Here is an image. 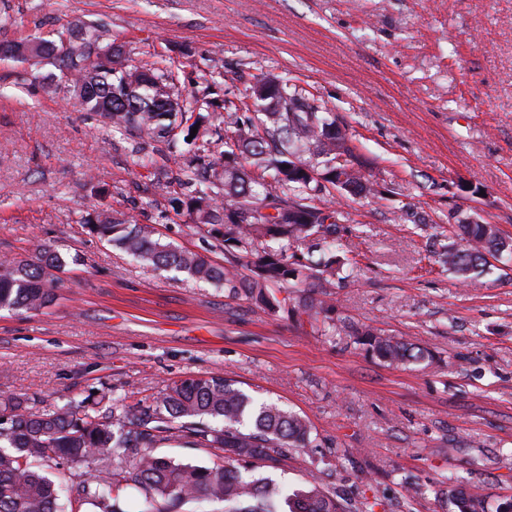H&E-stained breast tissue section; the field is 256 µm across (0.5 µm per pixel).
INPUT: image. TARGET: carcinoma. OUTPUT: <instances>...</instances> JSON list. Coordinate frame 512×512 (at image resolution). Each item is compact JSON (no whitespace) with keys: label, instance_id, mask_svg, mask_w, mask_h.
<instances>
[{"label":"carcinoma","instance_id":"cac0c4a2","mask_svg":"<svg viewBox=\"0 0 512 512\" xmlns=\"http://www.w3.org/2000/svg\"><path fill=\"white\" fill-rule=\"evenodd\" d=\"M69 31L71 50L53 63L85 112L111 120L115 129H136L172 142L200 126L217 105L220 82L184 99L175 91L169 59L151 64L95 66L83 45L103 47L97 28L81 21ZM19 60L40 56L56 41L40 36L11 41ZM224 150L214 151L184 181L207 179L195 188L187 208L193 222L220 225L228 266L207 256L163 243L130 215L88 218L100 238L155 268L185 272L199 282L224 286L229 298L245 297L268 309H286L309 322L320 336H347L389 364L420 362L432 354L411 343L336 317L327 289L336 287L348 259L337 254L343 215L315 201L339 189L369 196L376 182L355 165L347 129L336 124L315 95L286 76H257L246 93L223 99ZM311 170L290 175L289 157ZM462 236V248L445 247L440 262L463 281L480 278L490 259L512 248L494 224L464 220L448 225ZM63 260L47 249L37 256L0 263V310L31 311L49 306L63 287L55 275ZM318 289V296L307 289ZM179 432L194 445L217 451L210 466L176 463L153 448ZM309 422L275 404H255L236 383L218 374L190 376L167 385L148 405L90 393L51 410L31 411L24 399L0 402V512H123L130 489L143 496L142 512H182L190 502L224 503V512H374L378 502L357 509L325 492L319 482L289 494L259 469L288 456L290 448H316ZM88 461L96 474L74 481L51 478L44 467L76 468ZM446 496L455 512H488L485 500L462 481Z\"/></svg>","mask_w":512,"mask_h":512}]
</instances>
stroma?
<instances>
[{
  "label": "stroma",
  "instance_id": "35a3bbf8",
  "mask_svg": "<svg viewBox=\"0 0 512 512\" xmlns=\"http://www.w3.org/2000/svg\"><path fill=\"white\" fill-rule=\"evenodd\" d=\"M99 25L130 62L171 55L183 95L221 73L232 93L274 72L312 90L380 193L326 196L353 258L338 317L433 353L392 366L176 270H153L80 218L129 214L153 238L225 264L221 236L172 200L194 144L113 131L54 86L50 63L0 58V259L44 248L64 286L38 311L0 310V396L40 411L89 392L150 404L190 374H222L304 417L319 446L261 473L317 476L376 512H449L448 477L489 508L512 497V257L464 286L432 250L471 218L512 238V0H0V40ZM411 208L427 216L402 219Z\"/></svg>",
  "mask_w": 512,
  "mask_h": 512
}]
</instances>
